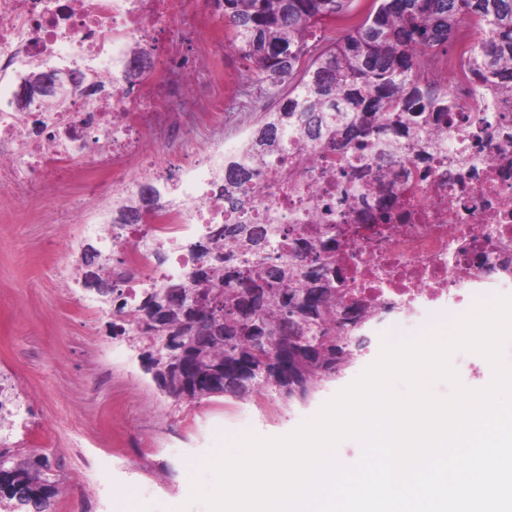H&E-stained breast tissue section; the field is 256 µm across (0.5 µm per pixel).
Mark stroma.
<instances>
[{
  "instance_id": "stroma-1",
  "label": "stroma",
  "mask_w": 512,
  "mask_h": 512,
  "mask_svg": "<svg viewBox=\"0 0 512 512\" xmlns=\"http://www.w3.org/2000/svg\"><path fill=\"white\" fill-rule=\"evenodd\" d=\"M62 212L54 192L32 210L0 189V385L22 392L34 418L31 432L11 431L6 445L21 457L47 458L56 487L49 512H118L127 492L143 512L185 501L186 466L221 438L292 431L374 361L382 332L417 330L367 322L361 333L369 344L340 377L273 413L258 406L263 389L246 401L177 402L144 370L137 349L114 350L112 319L90 304L88 291L48 278L53 267L78 269L59 242Z\"/></svg>"
}]
</instances>
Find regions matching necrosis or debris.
<instances>
[{
	"mask_svg": "<svg viewBox=\"0 0 512 512\" xmlns=\"http://www.w3.org/2000/svg\"><path fill=\"white\" fill-rule=\"evenodd\" d=\"M216 0H0V184L27 207L48 188L124 210H79L65 246L93 239L112 257V319L134 320L143 289L209 267L183 239L231 251L228 224H332L337 332L358 312L399 320L512 284V95L467 67L473 24L425 76L439 116L428 138L381 162L336 144L300 166L267 164L239 210L224 198L225 132L245 86L226 78ZM72 84L24 99L32 73Z\"/></svg>",
	"mask_w": 512,
	"mask_h": 512,
	"instance_id": "4bbe7bcc",
	"label": "necrosis or debris"
}]
</instances>
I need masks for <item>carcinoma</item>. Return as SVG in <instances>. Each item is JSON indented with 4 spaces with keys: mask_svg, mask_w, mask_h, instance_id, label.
Here are the masks:
<instances>
[{
    "mask_svg": "<svg viewBox=\"0 0 512 512\" xmlns=\"http://www.w3.org/2000/svg\"><path fill=\"white\" fill-rule=\"evenodd\" d=\"M352 2L220 0L232 49L251 64L254 81L278 97L224 169L228 187L247 195L256 162L298 160L303 143L405 150L432 108L419 58L448 48L464 19L485 29L469 58L472 72L512 93V0H371L354 27L314 42L326 21L353 14ZM290 230L336 242L334 224H226L234 255L224 273L234 285L197 270L180 284L146 289L128 332L165 395L245 400L266 388L284 401L304 400L352 363L354 350L329 328L339 277L332 256L290 252ZM82 286L112 302L99 273H83ZM44 468L34 455L5 467L0 504L9 512H46L55 487Z\"/></svg>",
    "mask_w": 512,
    "mask_h": 512,
    "instance_id": "1",
    "label": "carcinoma"
}]
</instances>
